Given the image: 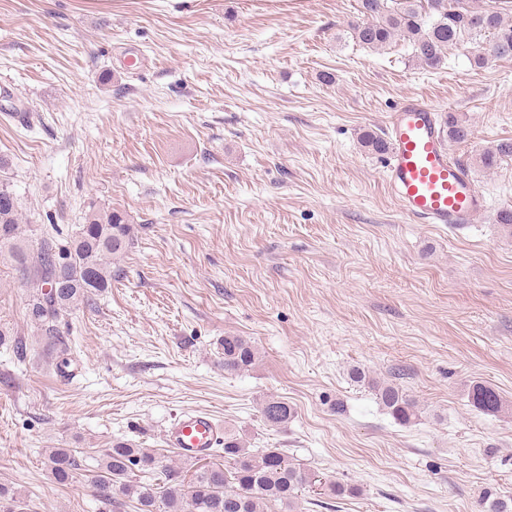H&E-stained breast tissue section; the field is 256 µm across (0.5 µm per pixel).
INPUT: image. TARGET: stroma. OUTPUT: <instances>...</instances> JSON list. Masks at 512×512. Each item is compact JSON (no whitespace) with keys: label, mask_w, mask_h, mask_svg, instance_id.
Masks as SVG:
<instances>
[{"label":"stroma","mask_w":512,"mask_h":512,"mask_svg":"<svg viewBox=\"0 0 512 512\" xmlns=\"http://www.w3.org/2000/svg\"><path fill=\"white\" fill-rule=\"evenodd\" d=\"M360 0H0V185L20 238L60 249L91 210L134 227L112 286L58 325L28 317L34 272L0 258V484L30 512H117L90 474L54 483L45 449L102 456L122 438L175 458L164 432L204 410L254 454L351 487L297 512H480L512 500V57L441 68L351 28ZM332 74L324 82L323 74ZM417 96L469 125L450 146L485 197L463 227L419 224L389 196L383 136ZM260 359L224 371L221 341ZM508 412L473 407L475 383ZM417 405L400 422L375 384ZM269 395L295 410L270 428Z\"/></svg>","instance_id":"35a3bbf8"}]
</instances>
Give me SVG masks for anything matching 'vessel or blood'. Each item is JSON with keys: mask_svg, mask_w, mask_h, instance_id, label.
<instances>
[{"mask_svg": "<svg viewBox=\"0 0 512 512\" xmlns=\"http://www.w3.org/2000/svg\"><path fill=\"white\" fill-rule=\"evenodd\" d=\"M386 136L385 182L403 214L423 224L456 227L473 223L483 212L485 199L468 172L452 160L430 104L406 98L391 114ZM223 437V424L197 410L179 415L164 434L168 447L196 459L208 456Z\"/></svg>", "mask_w": 512, "mask_h": 512, "instance_id": "obj_1", "label": "vessel or blood"}]
</instances>
